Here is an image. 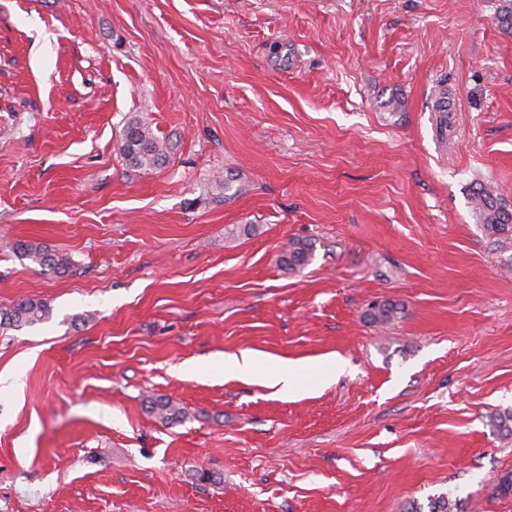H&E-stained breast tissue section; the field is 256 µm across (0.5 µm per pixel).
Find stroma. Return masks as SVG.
Masks as SVG:
<instances>
[{
	"mask_svg": "<svg viewBox=\"0 0 512 512\" xmlns=\"http://www.w3.org/2000/svg\"><path fill=\"white\" fill-rule=\"evenodd\" d=\"M502 4L0 0V313L51 309L0 324V512H512V233L470 198L512 207ZM241 351L345 368L284 397ZM119 152L129 167L139 170L161 166L168 157L165 144L157 140L148 123L139 118H131L126 123ZM472 195L476 217L489 234L512 230V208H507L494 194L490 185H479ZM15 251L21 259H27L38 264L41 268L64 273L70 267L68 258L53 253L48 247L36 242H19ZM313 259L311 247L302 241L296 240L290 243V247L285 255L282 257V263L288 269L296 270L303 268ZM1 318L9 325L21 329L33 326L49 317V308L40 299L25 298L14 305L9 311L3 312ZM146 409L161 422L175 424L183 419L182 411L170 399L165 397L150 398L146 401Z\"/></svg>",
	"mask_w": 512,
	"mask_h": 512,
	"instance_id": "35a3bbf8",
	"label": "stroma"
}]
</instances>
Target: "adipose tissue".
Wrapping results in <instances>:
<instances>
[{
    "label": "adipose tissue",
    "instance_id": "obj_1",
    "mask_svg": "<svg viewBox=\"0 0 512 512\" xmlns=\"http://www.w3.org/2000/svg\"><path fill=\"white\" fill-rule=\"evenodd\" d=\"M216 368L240 379L264 378L269 386L277 388L282 395L293 396L306 384L318 385L334 378L342 366L331 361L312 376L309 375L307 367L300 362L292 361L272 369L266 366L259 355L244 352L225 356L223 362L217 363Z\"/></svg>",
    "mask_w": 512,
    "mask_h": 512
}]
</instances>
